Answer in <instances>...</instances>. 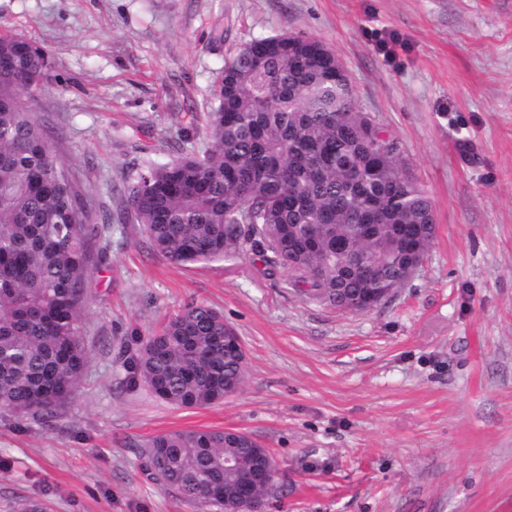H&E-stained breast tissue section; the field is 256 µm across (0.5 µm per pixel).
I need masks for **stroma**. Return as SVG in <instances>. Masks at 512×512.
Returning a JSON list of instances; mask_svg holds the SVG:
<instances>
[{
    "label": "stroma",
    "instance_id": "35a3bbf8",
    "mask_svg": "<svg viewBox=\"0 0 512 512\" xmlns=\"http://www.w3.org/2000/svg\"><path fill=\"white\" fill-rule=\"evenodd\" d=\"M282 32L333 50L398 141L434 205L425 265L347 313L253 252L176 265L112 223L73 400L50 428L0 411V512H202L143 467L147 441L179 429L267 448V512H512V0H0V35L48 56L31 107L93 225L146 162L208 146L225 59ZM191 302L223 313L247 370L236 395L178 408L125 360Z\"/></svg>",
    "mask_w": 512,
    "mask_h": 512
}]
</instances>
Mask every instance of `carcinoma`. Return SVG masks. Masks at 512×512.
Here are the masks:
<instances>
[{"label":"carcinoma","mask_w":512,"mask_h":512,"mask_svg":"<svg viewBox=\"0 0 512 512\" xmlns=\"http://www.w3.org/2000/svg\"><path fill=\"white\" fill-rule=\"evenodd\" d=\"M48 70L40 48L0 36V410L48 426L76 391L89 354L80 317L92 240L67 163L20 94ZM210 146L152 162L105 216L139 225L150 249L175 264L222 260L247 246L266 273L288 271L310 301L348 311L347 298L399 285L403 238L429 247L433 204L397 141L353 103L347 70L321 41L280 33L248 41L224 63ZM132 369L178 408L224 400L245 369L224 350V317L192 302L142 342ZM263 446L222 430L154 436L148 475L188 502L224 508L233 456L253 466Z\"/></svg>","instance_id":"1"}]
</instances>
